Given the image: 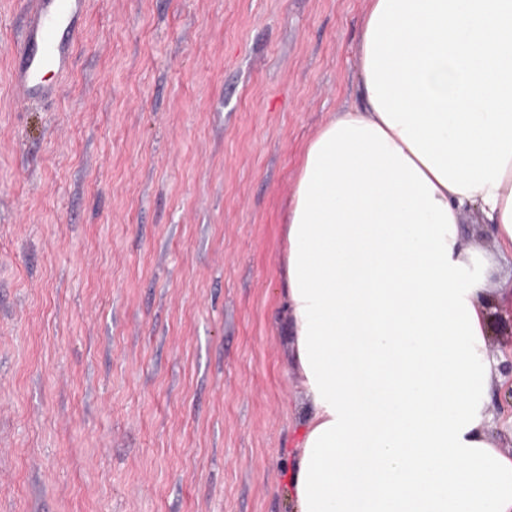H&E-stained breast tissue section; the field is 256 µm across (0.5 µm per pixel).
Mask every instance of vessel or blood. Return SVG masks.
<instances>
[{
	"label": "vessel or blood",
	"mask_w": 512,
	"mask_h": 512,
	"mask_svg": "<svg viewBox=\"0 0 512 512\" xmlns=\"http://www.w3.org/2000/svg\"><path fill=\"white\" fill-rule=\"evenodd\" d=\"M30 20L19 66L14 80L31 97L49 95L41 85L40 74L49 67L63 69L70 65L72 42L59 36L60 28H75L85 0H29Z\"/></svg>",
	"instance_id": "obj_1"
}]
</instances>
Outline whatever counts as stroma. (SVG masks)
<instances>
[{
    "mask_svg": "<svg viewBox=\"0 0 512 512\" xmlns=\"http://www.w3.org/2000/svg\"><path fill=\"white\" fill-rule=\"evenodd\" d=\"M367 6L88 0L38 100L0 0V512H294L283 224ZM463 228L512 349V253Z\"/></svg>",
    "mask_w": 512,
    "mask_h": 512,
    "instance_id": "35a3bbf8",
    "label": "stroma"
}]
</instances>
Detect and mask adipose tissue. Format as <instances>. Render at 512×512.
<instances>
[{
    "label": "adipose tissue",
    "mask_w": 512,
    "mask_h": 512,
    "mask_svg": "<svg viewBox=\"0 0 512 512\" xmlns=\"http://www.w3.org/2000/svg\"><path fill=\"white\" fill-rule=\"evenodd\" d=\"M472 211L512 252V161L499 188L454 192L370 98L309 142L281 263L311 407L287 476L295 512H512Z\"/></svg>",
    "instance_id": "obj_1"
}]
</instances>
